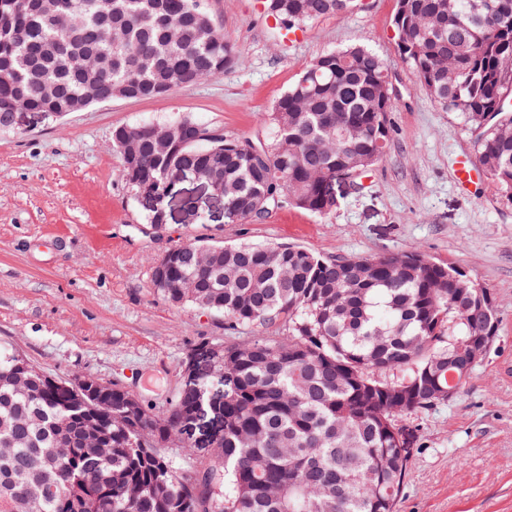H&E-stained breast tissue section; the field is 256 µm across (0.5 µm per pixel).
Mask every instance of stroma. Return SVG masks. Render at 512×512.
<instances>
[{"label":"stroma","instance_id":"35a3bbf8","mask_svg":"<svg viewBox=\"0 0 512 512\" xmlns=\"http://www.w3.org/2000/svg\"><path fill=\"white\" fill-rule=\"evenodd\" d=\"M240 59L223 74L151 99H115L63 119L27 115L0 131V348L56 377L92 376L135 393L159 414L179 397L180 363L227 334L224 320L173 306L152 283L171 247L202 237L294 243L325 258L417 250L487 288L500 317L485 360L449 401L403 418L418 451L399 512H512V198L489 178L458 185L460 155L479 130L442 110L396 48V0H361L283 42L262 0H206ZM359 42L387 63L393 91L382 159L327 215L282 205L259 223L231 224L224 202L178 186L165 226L126 183L112 129L186 117L230 137L263 132V118L322 53Z\"/></svg>","mask_w":512,"mask_h":512}]
</instances>
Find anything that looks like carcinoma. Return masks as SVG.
<instances>
[{
  "label": "carcinoma",
  "mask_w": 512,
  "mask_h": 512,
  "mask_svg": "<svg viewBox=\"0 0 512 512\" xmlns=\"http://www.w3.org/2000/svg\"><path fill=\"white\" fill-rule=\"evenodd\" d=\"M358 0H264L291 30ZM0 0V130L18 111L71 113L155 98L237 60L204 0ZM399 53L445 111L482 130L477 154L512 196V0H398ZM387 66L355 43L317 57L276 101L268 136L234 138L191 118L169 143L149 124L112 144L135 193L161 199L182 169L224 185L231 224L287 203L326 215L387 140ZM202 129L212 137L193 140ZM170 303L275 332L224 343V433L185 481L162 452L190 407L163 415L112 387L79 401L43 370L0 351V512H396L417 436L398 419L448 400L470 336L499 329L487 289L417 253L326 259L290 244L204 237L167 251Z\"/></svg>",
  "instance_id": "carcinoma-1"
}]
</instances>
